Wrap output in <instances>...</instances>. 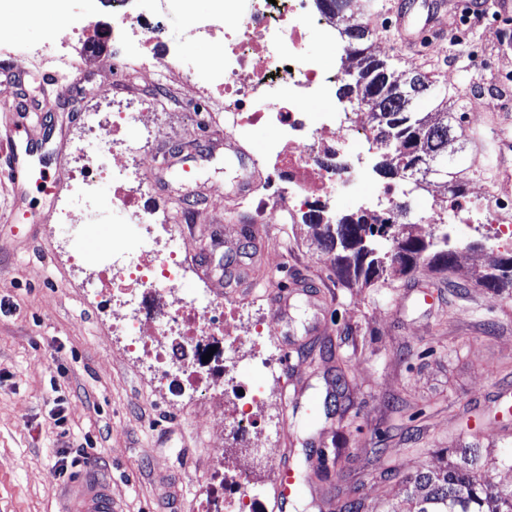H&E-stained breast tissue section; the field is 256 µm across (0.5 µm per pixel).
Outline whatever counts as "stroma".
Segmentation results:
<instances>
[{"label":"stroma","instance_id":"1","mask_svg":"<svg viewBox=\"0 0 512 512\" xmlns=\"http://www.w3.org/2000/svg\"><path fill=\"white\" fill-rule=\"evenodd\" d=\"M445 2L448 37L439 49L429 38L404 46L383 15L366 14L364 0L352 10L373 30L372 53L394 61L399 79L419 73L454 93L448 158L464 169L467 187L491 191L496 145L489 115L468 105L487 93L512 113V55L496 49L502 36L512 37V22L488 14L466 23L459 0ZM65 18L92 37L112 12L100 0H69ZM150 21L159 53L207 57L210 42L196 39L181 13L159 7ZM93 86L105 87L107 98L89 101ZM192 95L175 80L130 91L94 63L80 77L58 59L0 53V137L23 128L36 146L34 169L57 184L52 194L33 182L14 185L0 161V512H54L56 462L65 448H95L92 469L111 479L115 512H189L193 496L209 488L218 448L248 455L249 441L225 438L222 416L204 409L194 392H157L153 368L113 334L108 302L88 292L68 261L69 251L111 244V226L66 243L54 222L70 193L66 173L77 167L73 146L84 134L83 113L133 112L147 96L159 100L161 120L175 126L142 136L160 161L148 205L201 214L185 247L213 291L253 297L243 310L244 325H251L269 306L265 249L288 256L279 280L300 275L310 284L309 292H292L268 340L266 355L287 383L272 386L267 422L257 431L273 457L291 452L299 492L286 512H337L355 498L372 512H414L406 474L443 467L447 449L462 442L479 443L492 459L482 473L489 490L512 489V469L503 465L512 458V435L496 433V395L512 390V293L487 291L468 278L505 252L497 225L449 223L457 271L424 264L409 278L344 286L308 221L261 225L256 239L242 233L243 212L209 207L210 190L255 178L254 161L272 134L248 128L228 142L217 127L195 122L185 108ZM384 160V149L372 150L351 189L318 199L323 214L332 221L373 215L370 194L388 181ZM185 165L197 173L189 188L177 178ZM447 196L438 183L404 198L400 231L432 233L426 218ZM7 214L13 223L4 222ZM328 399L335 410L310 419V401Z\"/></svg>","mask_w":512,"mask_h":512}]
</instances>
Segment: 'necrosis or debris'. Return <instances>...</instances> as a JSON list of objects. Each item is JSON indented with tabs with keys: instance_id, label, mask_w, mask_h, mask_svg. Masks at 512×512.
Here are the masks:
<instances>
[{
	"instance_id": "4bbe7bcc",
	"label": "necrosis or debris",
	"mask_w": 512,
	"mask_h": 512,
	"mask_svg": "<svg viewBox=\"0 0 512 512\" xmlns=\"http://www.w3.org/2000/svg\"><path fill=\"white\" fill-rule=\"evenodd\" d=\"M137 2L112 0V29L98 36L111 42L112 65L120 77L178 75L197 93L223 98L226 135L250 127L274 131L265 158L271 175L287 189L256 194L250 204L252 222L297 223L311 195L335 192L336 173L327 162L335 158L338 146L358 139L376 147L359 113L340 99L339 77L328 74L320 57L306 49L313 32L327 40L333 37L316 0H287L281 8L271 0H251L244 11L237 0H213L214 16L224 21V37L211 56L193 67L182 57L154 51L145 13L133 10ZM132 36L142 51L130 59L120 47ZM320 98L326 99V107L309 118V103ZM157 125L158 114L147 105L105 119L90 115L89 135L77 147L80 171L55 221L78 237L91 227L111 225V248L79 253L76 260L86 285L99 296L117 305H141L140 314L120 318L113 331L127 336L141 357L156 364L158 388L170 394L185 388L198 391L204 406L221 410L225 425L245 438L261 419L264 389L254 387L250 407L239 406V364L223 352L224 345L242 343V301L207 287L195 296L182 292L194 267L182 255L184 237L177 227H168L160 245L135 253L127 247L125 225L148 227L162 221L158 211L143 205L150 191L143 176L146 153L130 141L131 133ZM107 184L112 187V208L106 214L93 210L89 201ZM211 478L206 497L194 499L193 512H263L261 492L237 461L222 458Z\"/></svg>"
}]
</instances>
